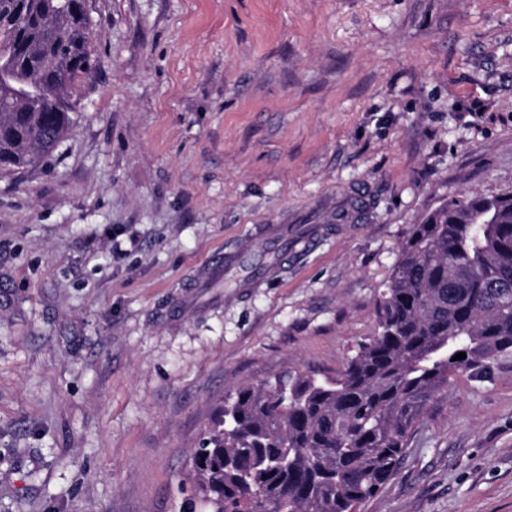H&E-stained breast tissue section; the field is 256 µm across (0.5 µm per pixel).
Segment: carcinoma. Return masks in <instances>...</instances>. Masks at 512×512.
I'll return each mask as SVG.
<instances>
[{
	"instance_id": "carcinoma-1",
	"label": "carcinoma",
	"mask_w": 512,
	"mask_h": 512,
	"mask_svg": "<svg viewBox=\"0 0 512 512\" xmlns=\"http://www.w3.org/2000/svg\"><path fill=\"white\" fill-rule=\"evenodd\" d=\"M89 27L79 0H0L1 172L71 132ZM376 313L335 376L291 370L224 397L191 462L207 512H364L386 489L452 377L512 356V193H462L412 225Z\"/></svg>"
}]
</instances>
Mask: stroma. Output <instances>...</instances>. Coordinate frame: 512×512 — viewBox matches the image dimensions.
Instances as JSON below:
<instances>
[{"label": "stroma", "mask_w": 512, "mask_h": 512, "mask_svg": "<svg viewBox=\"0 0 512 512\" xmlns=\"http://www.w3.org/2000/svg\"><path fill=\"white\" fill-rule=\"evenodd\" d=\"M75 124L0 175V512H204L235 388L336 374L411 225L512 191V0H89ZM366 512H512V361Z\"/></svg>", "instance_id": "obj_1"}]
</instances>
